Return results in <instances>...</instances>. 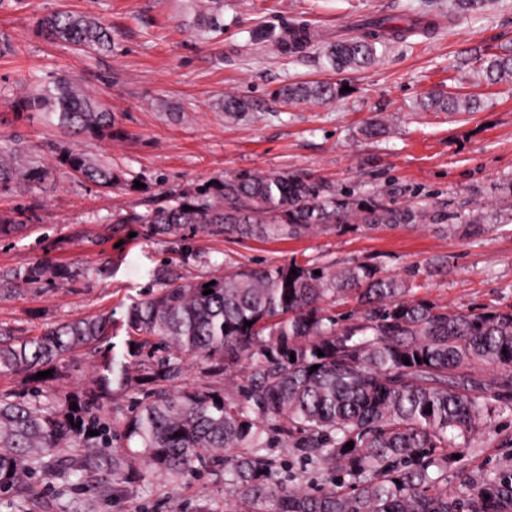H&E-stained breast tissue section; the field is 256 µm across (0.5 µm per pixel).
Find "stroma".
I'll return each instance as SVG.
<instances>
[{"label": "stroma", "instance_id": "stroma-1", "mask_svg": "<svg viewBox=\"0 0 512 512\" xmlns=\"http://www.w3.org/2000/svg\"><path fill=\"white\" fill-rule=\"evenodd\" d=\"M222 30L200 34L189 0H22L0 9V135H20L41 155L79 136L40 119L15 120L13 101L26 78L65 72L112 108L120 136L88 148L139 180L140 188L107 190L60 170L54 190L0 192V212H20L21 233L0 240V273L37 261L74 263L88 275L61 285L21 286L0 297V324L31 337L51 325L98 314L112 317L109 340L122 354L128 306L171 276H214L239 266L292 261L336 269L357 263L410 280L417 296L459 312L512 308V82L487 84L480 56L512 51V0L479 13L454 12V0H223ZM100 17L111 27L105 55L51 42L38 20L57 10ZM424 12L428 31L377 47L360 70L329 67L325 50L358 35L360 20H400ZM306 26L313 41L296 54L274 50L288 30ZM345 86L334 102L285 104L280 90L300 82ZM247 99L250 112L225 117L224 94ZM472 93L473 112L427 111L431 94ZM388 121L369 139L362 126ZM296 171L338 192L399 206L425 204L463 225L481 217L488 229L465 236L426 223L367 233L347 228L298 239H237L197 234L163 239L146 224L117 215L172 204L227 175ZM103 352H73L55 386H87ZM512 412L492 419L489 434L458 466L472 479L512 470ZM43 501L69 512H222L224 468L213 463L182 483L151 475L144 485L103 492L77 478L39 480Z\"/></svg>", "mask_w": 512, "mask_h": 512}]
</instances>
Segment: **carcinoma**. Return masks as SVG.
Segmentation results:
<instances>
[{"label": "carcinoma", "instance_id": "1", "mask_svg": "<svg viewBox=\"0 0 512 512\" xmlns=\"http://www.w3.org/2000/svg\"><path fill=\"white\" fill-rule=\"evenodd\" d=\"M222 8L221 0H206L199 31L222 29ZM418 24L430 26L421 18L404 27L372 21L361 36L331 45L326 58L338 72L370 66L379 40L403 39ZM38 28L81 51L112 49V32L93 16L58 10ZM481 68L491 84L508 81L512 53L491 54ZM339 94L330 82L280 91L287 104L327 103ZM479 105L466 94L431 97L424 108L470 112ZM220 108L237 117L250 103L226 95ZM14 109L19 119L37 115L93 140L119 134L112 109L74 78L27 79ZM56 168L101 188H134L124 172L85 149L59 146L50 164L21 139H0V192L22 184L48 191ZM434 220L426 206L336 194L308 175L272 171L228 175L117 223L149 224L165 238L290 239ZM86 273L35 262L1 276L0 292ZM211 281L213 293L203 294ZM351 300L349 312H330ZM109 328V318L99 315L18 340L0 326V376L55 374L74 350L96 349ZM127 334L123 354L101 362L80 393L56 390L51 377L36 380L28 399L0 393V494L16 491L18 512H26L38 474L97 476L108 492L116 482L137 486L150 473L179 483L216 460L224 463L233 498L224 512H512V470L479 480L459 471L448 491L455 463L448 449L471 447L493 415L512 411L511 310L450 312L371 265L316 275L294 260L166 282L130 305ZM195 365L243 384L226 393L185 388ZM126 394L135 396L134 408L120 417L114 400ZM271 430L281 447L310 457L325 482L312 489L276 483ZM350 441L353 448H345Z\"/></svg>", "mask_w": 512, "mask_h": 512}]
</instances>
